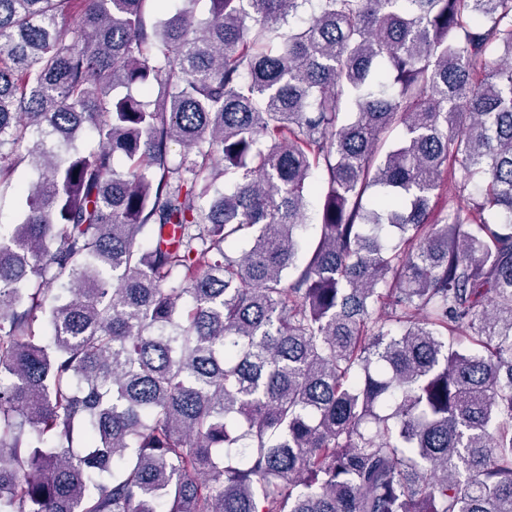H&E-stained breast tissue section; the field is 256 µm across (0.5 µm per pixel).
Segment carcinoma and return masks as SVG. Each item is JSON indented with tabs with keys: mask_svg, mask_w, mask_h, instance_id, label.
<instances>
[{
	"mask_svg": "<svg viewBox=\"0 0 512 512\" xmlns=\"http://www.w3.org/2000/svg\"><path fill=\"white\" fill-rule=\"evenodd\" d=\"M164 2L0 0V512H512V0Z\"/></svg>",
	"mask_w": 512,
	"mask_h": 512,
	"instance_id": "carcinoma-1",
	"label": "carcinoma"
}]
</instances>
